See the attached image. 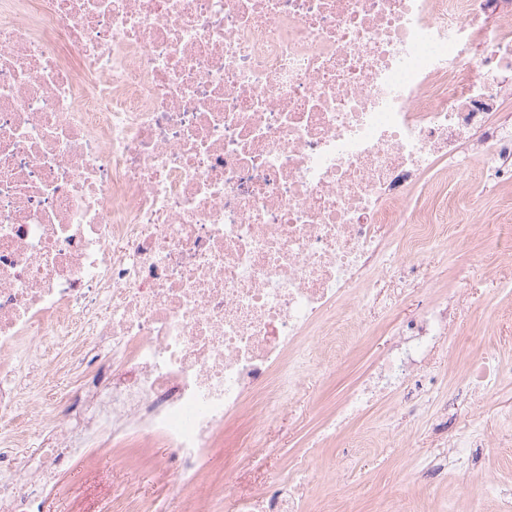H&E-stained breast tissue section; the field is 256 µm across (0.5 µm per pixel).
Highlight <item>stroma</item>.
Instances as JSON below:
<instances>
[{"label": "stroma", "mask_w": 512, "mask_h": 512, "mask_svg": "<svg viewBox=\"0 0 512 512\" xmlns=\"http://www.w3.org/2000/svg\"><path fill=\"white\" fill-rule=\"evenodd\" d=\"M455 211L423 260L434 282L427 288L395 291L381 280L361 286L348 305L364 320L352 324L359 335L356 350L330 375H314L292 400L289 410L257 434V446L237 467L229 492L212 496L204 512H233L236 496L249 495L288 471L323 419L357 383L372 362L392 344L400 323L430 302L458 297V315L439 340L424 382L419 420L408 424L397 448L379 438L391 428L403 400L378 402L355 424L319 450L320 472L306 489L308 512H471L473 496L481 512H500L498 501L483 497L481 480L488 477L512 492V183L495 180L486 165L462 159L448 167L445 183ZM483 268V277L470 274ZM480 340L504 376L482 402L477 424L493 440L483 449L477 473L448 471L434 484L414 481L411 469L428 464L436 453L433 413L447 403L459 362L467 357L465 337ZM166 454L162 444L147 448L96 450L70 465L57 493L41 512H120L122 502L137 498L143 512H181L167 478L153 467Z\"/></svg>", "instance_id": "stroma-1"}]
</instances>
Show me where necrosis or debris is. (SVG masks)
Segmentation results:
<instances>
[{
  "mask_svg": "<svg viewBox=\"0 0 512 512\" xmlns=\"http://www.w3.org/2000/svg\"><path fill=\"white\" fill-rule=\"evenodd\" d=\"M507 98L512 0H0V512H40L90 449L157 440L200 512L226 423L271 425L350 355L384 238L423 278L448 207L429 174L476 133L512 179ZM452 315L404 323L337 425L420 386ZM500 376L472 347L454 395ZM457 419L438 431L471 473L490 440ZM323 441L236 512H306Z\"/></svg>",
  "mask_w": 512,
  "mask_h": 512,
  "instance_id": "obj_1",
  "label": "necrosis or debris"
}]
</instances>
